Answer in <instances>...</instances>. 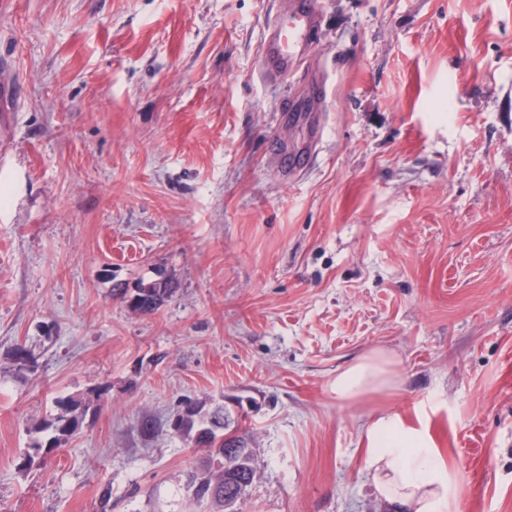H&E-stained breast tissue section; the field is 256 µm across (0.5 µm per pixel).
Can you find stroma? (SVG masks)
I'll list each match as a JSON object with an SVG mask.
<instances>
[{
    "label": "stroma",
    "mask_w": 512,
    "mask_h": 512,
    "mask_svg": "<svg viewBox=\"0 0 512 512\" xmlns=\"http://www.w3.org/2000/svg\"><path fill=\"white\" fill-rule=\"evenodd\" d=\"M278 2L0 0V512H196L188 399L253 434L240 512H393L385 411L448 512H512V0H322L265 76ZM156 279L155 314L113 294ZM377 348L398 383L338 400ZM68 398L76 434L20 469ZM364 469L378 498L399 512H446L448 467L425 434L398 413L365 425Z\"/></svg>",
    "instance_id": "35a3bbf8"
}]
</instances>
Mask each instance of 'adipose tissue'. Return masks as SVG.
Masks as SVG:
<instances>
[{"label": "adipose tissue", "mask_w": 512, "mask_h": 512, "mask_svg": "<svg viewBox=\"0 0 512 512\" xmlns=\"http://www.w3.org/2000/svg\"><path fill=\"white\" fill-rule=\"evenodd\" d=\"M387 365L382 351L360 355L337 372L331 389L347 403L387 389L396 381ZM365 439L364 469L378 498L400 512H447L448 467L421 430L389 413L366 424Z\"/></svg>", "instance_id": "obj_1"}]
</instances>
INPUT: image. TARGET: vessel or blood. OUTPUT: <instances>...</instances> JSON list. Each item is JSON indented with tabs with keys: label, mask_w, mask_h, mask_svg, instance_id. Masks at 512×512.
<instances>
[{
	"label": "vessel or blood",
	"mask_w": 512,
	"mask_h": 512,
	"mask_svg": "<svg viewBox=\"0 0 512 512\" xmlns=\"http://www.w3.org/2000/svg\"><path fill=\"white\" fill-rule=\"evenodd\" d=\"M318 0H288L275 24L269 29L263 50V63L284 74L302 56L321 29Z\"/></svg>",
	"instance_id": "vessel-or-blood-1"
}]
</instances>
